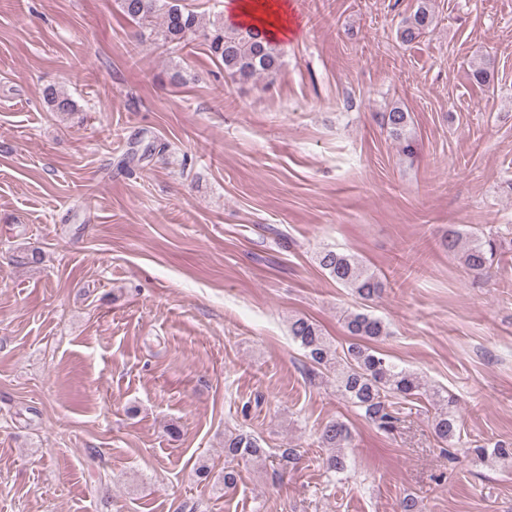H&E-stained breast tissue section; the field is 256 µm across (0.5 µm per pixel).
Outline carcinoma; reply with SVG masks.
<instances>
[{
    "mask_svg": "<svg viewBox=\"0 0 512 512\" xmlns=\"http://www.w3.org/2000/svg\"><path fill=\"white\" fill-rule=\"evenodd\" d=\"M120 7L139 25L148 27L159 20L157 35L167 44L186 46L203 38L210 55L233 80L247 82L259 77L269 78L281 66L282 50L278 42L256 26L226 24L220 12L207 17L180 6L177 0H120ZM433 21L427 0H419L416 10L397 29V38L406 44L413 43L429 30ZM45 99L54 112L68 114L77 110L76 103L54 87L45 90ZM384 124L390 136L404 143L403 151H413L407 112L399 107L391 108L384 115ZM446 246L478 278L490 277L506 254L502 236L492 233L480 236L450 229ZM317 262L330 278L362 301H373L385 290L380 275L355 254L323 250L317 255ZM345 327L354 341L349 343L342 357L320 326L306 317L292 318L289 331L314 365L334 372L336 392L353 407L364 411L366 419L390 430L399 420L396 401L424 396L434 407V435L443 442L454 440L461 429L457 400L429 390L416 374L392 364L383 353L368 345L388 335L383 321L368 314L353 313L347 317ZM350 438L351 429L342 420H330L322 427V447L330 449L325 459L327 471L341 473L346 469L343 448ZM473 452L481 460L512 463V443L498 442L492 448L481 446ZM263 454L264 449L254 435L241 430L224 434V457L229 460H252ZM237 482L238 472L226 466L215 478L213 490L222 493L234 488Z\"/></svg>",
    "mask_w": 512,
    "mask_h": 512,
    "instance_id": "obj_1",
    "label": "carcinoma"
}]
</instances>
